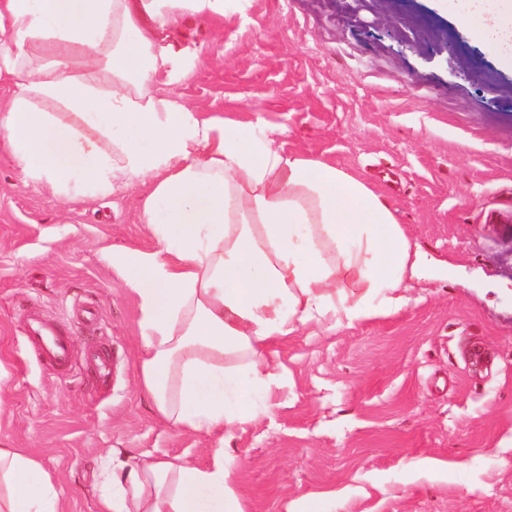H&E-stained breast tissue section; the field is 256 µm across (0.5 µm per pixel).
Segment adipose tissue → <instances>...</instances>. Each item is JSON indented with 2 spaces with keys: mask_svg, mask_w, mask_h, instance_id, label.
<instances>
[{
  "mask_svg": "<svg viewBox=\"0 0 512 512\" xmlns=\"http://www.w3.org/2000/svg\"><path fill=\"white\" fill-rule=\"evenodd\" d=\"M458 24L512 67V0H460ZM224 0H0V146L24 176L68 200L152 178L142 223L159 250L108 260L140 310V383L159 414L207 433L258 419L263 355L299 326L386 316L423 264L364 182L258 132L158 95L178 67L157 44L182 10ZM53 46L45 64L32 54ZM77 115L80 127L57 110ZM110 142L104 152L102 142ZM356 277L358 294L337 286ZM243 353L244 369L224 357ZM100 512H243L223 455L209 466L149 460L105 473ZM0 512H64L41 463L0 447Z\"/></svg>",
  "mask_w": 512,
  "mask_h": 512,
  "instance_id": "obj_1",
  "label": "adipose tissue"
}]
</instances>
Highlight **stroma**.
Wrapping results in <instances>:
<instances>
[{
    "mask_svg": "<svg viewBox=\"0 0 512 512\" xmlns=\"http://www.w3.org/2000/svg\"><path fill=\"white\" fill-rule=\"evenodd\" d=\"M458 9L227 0L160 32L184 60L160 94L359 178L431 259L396 312L278 338L268 412L224 436L168 421L140 387L138 302L108 255L157 249L139 221L151 184L70 203L0 148V446L41 462L65 512H98L113 448L223 452L244 512H512V69ZM34 313L69 336L71 372L25 344Z\"/></svg>",
    "mask_w": 512,
    "mask_h": 512,
    "instance_id": "obj_1",
    "label": "stroma"
}]
</instances>
